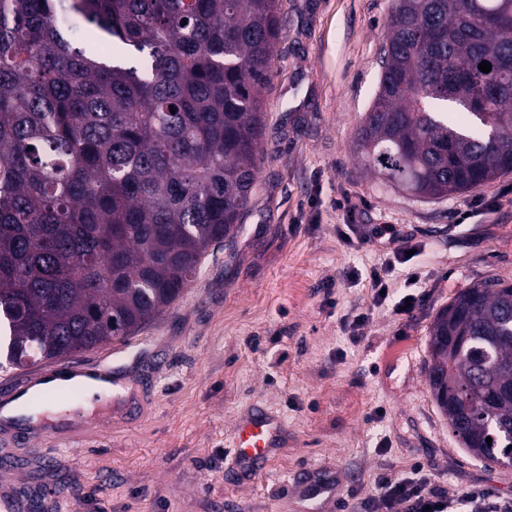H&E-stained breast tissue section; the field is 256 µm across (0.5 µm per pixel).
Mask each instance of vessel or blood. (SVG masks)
Here are the masks:
<instances>
[{
  "instance_id": "vessel-or-blood-1",
  "label": "vessel or blood",
  "mask_w": 512,
  "mask_h": 512,
  "mask_svg": "<svg viewBox=\"0 0 512 512\" xmlns=\"http://www.w3.org/2000/svg\"><path fill=\"white\" fill-rule=\"evenodd\" d=\"M282 431V420L264 409L238 418L230 445L236 464L242 469L254 470L271 456Z\"/></svg>"
}]
</instances>
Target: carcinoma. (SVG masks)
<instances>
[{
	"mask_svg": "<svg viewBox=\"0 0 512 512\" xmlns=\"http://www.w3.org/2000/svg\"><path fill=\"white\" fill-rule=\"evenodd\" d=\"M387 28L355 144L367 168L433 198L512 171V0H392ZM280 36L279 0H0L7 365L131 335L237 236ZM428 356L453 436L511 465L512 283L459 291Z\"/></svg>",
	"mask_w": 512,
	"mask_h": 512,
	"instance_id": "obj_1",
	"label": "carcinoma"
}]
</instances>
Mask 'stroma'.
<instances>
[{
	"label": "stroma",
	"instance_id": "obj_1",
	"mask_svg": "<svg viewBox=\"0 0 512 512\" xmlns=\"http://www.w3.org/2000/svg\"><path fill=\"white\" fill-rule=\"evenodd\" d=\"M282 38L263 90L265 127L239 235L211 247L186 293L125 340L69 356L120 368L133 387L0 426V490L30 512H360L379 473L422 463L448 493L512 499V466L453 436L428 389L430 326L461 289L512 282V171L468 192L417 199L354 152L380 74L391 0H280ZM394 225L396 236L375 227ZM411 313L378 303L352 269L381 265ZM367 314L359 337L348 326ZM284 431L256 480L225 441L254 407ZM64 451L52 461L48 445Z\"/></svg>",
	"mask_w": 512,
	"mask_h": 512
}]
</instances>
